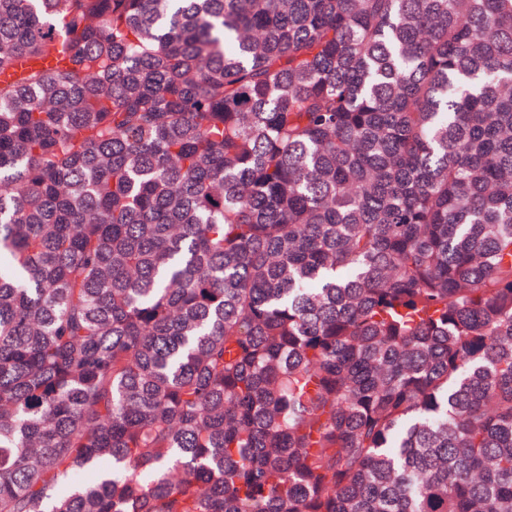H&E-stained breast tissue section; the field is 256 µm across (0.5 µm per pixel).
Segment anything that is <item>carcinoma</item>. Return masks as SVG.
<instances>
[{
    "label": "carcinoma",
    "mask_w": 512,
    "mask_h": 512,
    "mask_svg": "<svg viewBox=\"0 0 512 512\" xmlns=\"http://www.w3.org/2000/svg\"><path fill=\"white\" fill-rule=\"evenodd\" d=\"M0 512H512V0H0Z\"/></svg>",
    "instance_id": "cac0c4a2"
}]
</instances>
